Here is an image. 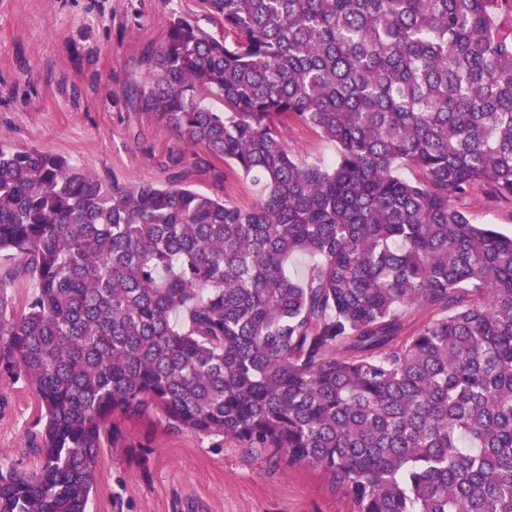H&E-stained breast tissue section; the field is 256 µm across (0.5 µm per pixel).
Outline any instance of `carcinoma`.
I'll return each mask as SVG.
<instances>
[{"label": "carcinoma", "instance_id": "obj_1", "mask_svg": "<svg viewBox=\"0 0 512 512\" xmlns=\"http://www.w3.org/2000/svg\"><path fill=\"white\" fill-rule=\"evenodd\" d=\"M203 3L224 36L173 19L131 94L207 157L107 185L0 146V251L38 282L19 312L0 279V362L43 421L0 512H86L109 417L149 408L323 469L353 512H512V235L455 205L512 201V0ZM290 122L336 157H293ZM224 196L227 200L242 206L251 205L254 202V192L249 183L229 176L224 184Z\"/></svg>", "mask_w": 512, "mask_h": 512}]
</instances>
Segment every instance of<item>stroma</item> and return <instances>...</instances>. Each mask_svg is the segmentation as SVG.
Wrapping results in <instances>:
<instances>
[{
  "mask_svg": "<svg viewBox=\"0 0 512 512\" xmlns=\"http://www.w3.org/2000/svg\"><path fill=\"white\" fill-rule=\"evenodd\" d=\"M178 16L224 33L201 0H0V145L60 155L107 184L165 182L159 162L180 140L127 92ZM285 140L302 159L336 155L298 123ZM459 207L472 223L512 234V203L476 189ZM39 430L35 394L0 364V465L35 469ZM96 461L87 512H351L324 470L171 427L155 409L114 412Z\"/></svg>",
  "mask_w": 512,
  "mask_h": 512,
  "instance_id": "stroma-1",
  "label": "stroma"
}]
</instances>
